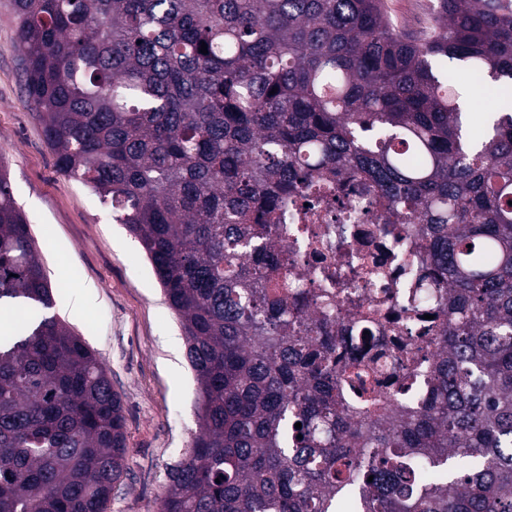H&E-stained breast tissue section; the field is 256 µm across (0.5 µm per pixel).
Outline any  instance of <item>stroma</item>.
<instances>
[{"label":"stroma","instance_id":"stroma-1","mask_svg":"<svg viewBox=\"0 0 512 512\" xmlns=\"http://www.w3.org/2000/svg\"><path fill=\"white\" fill-rule=\"evenodd\" d=\"M16 40L12 0H0V156L56 286L53 312L97 352L124 406L128 468L107 512H158L169 471L189 454L196 430L186 339L137 239L58 169ZM85 293L89 301L74 306Z\"/></svg>","mask_w":512,"mask_h":512}]
</instances>
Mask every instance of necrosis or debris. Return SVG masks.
<instances>
[{"label":"necrosis or debris","instance_id":"4bbe7bcc","mask_svg":"<svg viewBox=\"0 0 512 512\" xmlns=\"http://www.w3.org/2000/svg\"><path fill=\"white\" fill-rule=\"evenodd\" d=\"M343 204L342 212H307L292 206L280 233L288 270L280 276L289 297H313L341 283L329 309L330 334L345 335L349 325L376 329L393 322L382 347L396 359L382 371L379 389L393 393L405 376L423 378L438 327L428 320L438 308L440 288L430 278L422 242L406 225L385 224L384 207L339 182L328 190ZM425 311L417 319V311Z\"/></svg>","mask_w":512,"mask_h":512}]
</instances>
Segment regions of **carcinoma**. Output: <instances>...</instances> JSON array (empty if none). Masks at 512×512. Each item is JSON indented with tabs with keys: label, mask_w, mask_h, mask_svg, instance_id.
Instances as JSON below:
<instances>
[{
	"label": "carcinoma",
	"mask_w": 512,
	"mask_h": 512,
	"mask_svg": "<svg viewBox=\"0 0 512 512\" xmlns=\"http://www.w3.org/2000/svg\"><path fill=\"white\" fill-rule=\"evenodd\" d=\"M13 4L58 167L186 336L198 427L159 512H512V102L472 139L458 81L512 86V0H436L415 34L385 0ZM336 181L414 225L444 285L420 402L275 291L288 198ZM52 305L1 161L0 512H106L122 400Z\"/></svg>",
	"instance_id": "cac0c4a2"
}]
</instances>
